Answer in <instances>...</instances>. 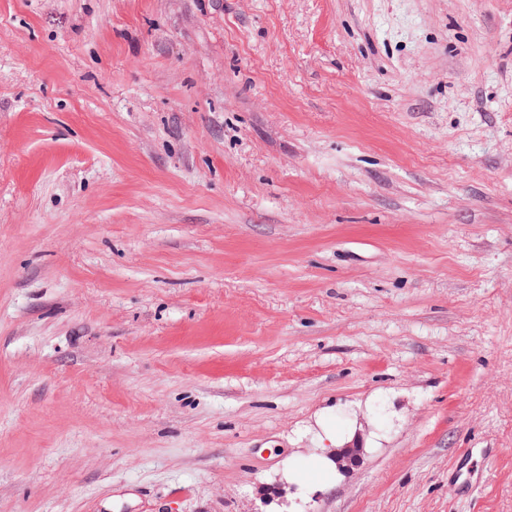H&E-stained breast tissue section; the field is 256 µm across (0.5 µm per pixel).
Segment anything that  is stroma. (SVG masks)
Returning a JSON list of instances; mask_svg holds the SVG:
<instances>
[{
    "instance_id": "obj_1",
    "label": "stroma",
    "mask_w": 512,
    "mask_h": 512,
    "mask_svg": "<svg viewBox=\"0 0 512 512\" xmlns=\"http://www.w3.org/2000/svg\"><path fill=\"white\" fill-rule=\"evenodd\" d=\"M512 512V0H0V512ZM321 432L319 434L322 440H327L333 445L331 448H315L308 459L307 469L299 473L289 474L286 472L283 479L287 482H294L301 487L310 488L314 486L329 487L336 482V468L341 471H348L359 462L360 452L363 448L353 443L352 447L341 448L336 452V430L328 422L319 424ZM336 452L335 463L332 455ZM307 470L311 472V476Z\"/></svg>"
}]
</instances>
